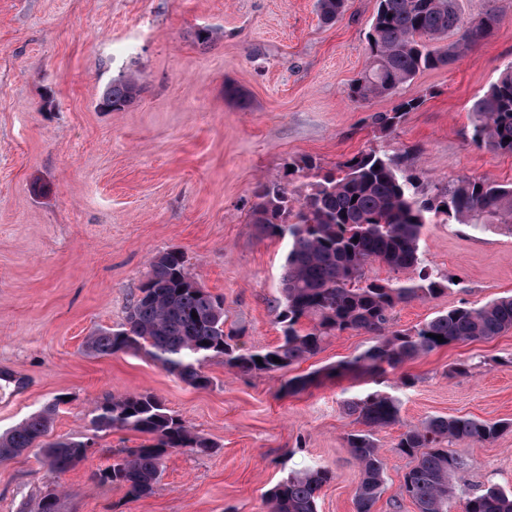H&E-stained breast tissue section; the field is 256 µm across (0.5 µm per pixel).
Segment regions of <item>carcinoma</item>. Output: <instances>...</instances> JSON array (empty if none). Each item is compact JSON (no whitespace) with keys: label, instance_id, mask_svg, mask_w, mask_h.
<instances>
[{"label":"carcinoma","instance_id":"1","mask_svg":"<svg viewBox=\"0 0 512 512\" xmlns=\"http://www.w3.org/2000/svg\"><path fill=\"white\" fill-rule=\"evenodd\" d=\"M346 6L347 0H317L319 16L326 23L341 16ZM499 24L494 10L464 19L457 0H378L367 37V67L351 86L350 97L363 102L389 95L421 70L460 61ZM141 91L136 75L123 76L105 88L97 108L120 112ZM417 107L419 99H403L394 111L374 114L372 123L390 129ZM470 120L474 144L512 155V63L474 101ZM254 195L252 223L259 235L288 240L281 297L276 300L282 333L276 346L242 348L238 338L244 328L224 329L223 297L200 285L183 253L167 250L153 259L122 327L93 333L85 351L93 356L143 353L185 385L206 388L212 380L203 368L213 358L224 359L231 371L274 374L314 357L332 336L356 331L373 338L370 347L350 360L284 380L279 392L286 396L304 391L321 374L381 375L450 344L489 339L512 329V295L479 307H454L410 329L393 326L399 305L435 298L453 285L448 275L422 259L426 225L456 221L477 230L495 225L512 231L511 184L466 177L425 199L414 173L371 149L338 163L336 171L322 176L299 199L278 183H261ZM375 263L407 277L379 280L370 275ZM194 313L198 318L192 317ZM304 320L309 321L306 329L301 327ZM437 335L444 342H438ZM275 357L280 362H274ZM63 403L65 397L55 396L0 434V462L34 448L52 474L82 464L88 458L85 441H46ZM343 408L361 425L346 434L348 448L362 469L356 512H372L384 491L385 473L373 429L399 422L401 402L391 393L375 390L344 401ZM91 425L96 433L132 430L146 436L135 448L103 449L109 463L89 475L96 485L123 489L130 502L154 492L169 455L217 451L214 442L148 392L104 402ZM511 426L433 416L406 427L395 451L414 460L403 488L417 512H448V500L459 492L454 477L466 460L448 450V442L491 443ZM332 479V472L321 466L288 474L266 491L269 512H318L319 493ZM463 497L465 512H512V490L496 485L465 491Z\"/></svg>","mask_w":512,"mask_h":512}]
</instances>
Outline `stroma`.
<instances>
[{
    "instance_id": "stroma-1",
    "label": "stroma",
    "mask_w": 512,
    "mask_h": 512,
    "mask_svg": "<svg viewBox=\"0 0 512 512\" xmlns=\"http://www.w3.org/2000/svg\"><path fill=\"white\" fill-rule=\"evenodd\" d=\"M464 18L488 10L497 31L461 61L418 73L396 93L348 95L367 63L377 0H348L322 23L317 0H0V434L56 395H66L52 437L94 438L98 450L49 474L36 453L0 465V512H39L47 488L59 512H268L264 494L288 473L317 464L334 474L318 512H356L362 471L345 441L355 425L342 404L382 390L401 401L400 421L377 429L385 490L373 512H415L402 494L411 466L394 447L406 426L430 416L512 422V330L467 341L370 378L322 376L372 343L353 331L329 338L291 375L317 372L294 396L277 374H238L207 362L208 388L187 386L149 357L93 358L83 345L118 328L159 252L178 249L200 284L224 298L245 348L276 345L287 241L258 237L251 222L258 183L306 194L317 171L375 149L419 177L425 193L457 180L512 184V155L472 142L475 97L512 63V0H458ZM217 32L208 45L199 29ZM139 72L144 87L124 111L97 101L112 81ZM240 98L225 96V85ZM421 105L389 130L371 121L400 100ZM312 158L316 170L289 173ZM427 264L455 277L437 298L397 307L395 326L512 294V231L457 222L428 225ZM470 374H456L463 362ZM412 385H402V377ZM150 392L218 444L213 455L169 456L154 493L134 502L90 482L105 448H133V431L92 434L102 402ZM466 488L512 489V429L491 443H457Z\"/></svg>"
}]
</instances>
